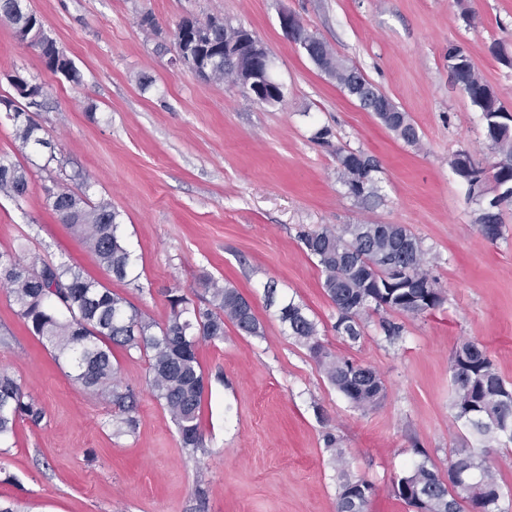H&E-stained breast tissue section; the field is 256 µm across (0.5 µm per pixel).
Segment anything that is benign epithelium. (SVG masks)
<instances>
[{"instance_id": "7a95c632", "label": "benign epithelium", "mask_w": 512, "mask_h": 512, "mask_svg": "<svg viewBox=\"0 0 512 512\" xmlns=\"http://www.w3.org/2000/svg\"><path fill=\"white\" fill-rule=\"evenodd\" d=\"M280 27L290 42L304 51L308 50V45L297 39V18L294 15L281 14ZM224 53L238 56V77L235 82L237 87L264 103L278 101V97L273 93L275 83L267 66L270 54L250 32L243 28L239 29L233 38L224 42Z\"/></svg>"}]
</instances>
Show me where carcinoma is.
Here are the masks:
<instances>
[{"label":"carcinoma","mask_w":512,"mask_h":512,"mask_svg":"<svg viewBox=\"0 0 512 512\" xmlns=\"http://www.w3.org/2000/svg\"><path fill=\"white\" fill-rule=\"evenodd\" d=\"M0 21L9 25L14 37L26 41L27 34L43 23L25 0H0ZM178 48L202 61L201 75L221 80L235 61L224 59V24L208 18L186 21L175 32ZM317 66L342 88L359 81L378 96L380 104H363L380 123L404 143L420 142L418 128L407 113L355 67L340 62L329 46L305 34ZM51 71L67 80L81 81L72 60L47 37L34 44ZM448 69L454 81L477 106L485 121L486 136L498 160L490 168L461 154L452 161L454 173L466 183L469 195L479 197L478 182L491 178L503 186L499 206L481 212L477 218L481 235L490 241L502 234L501 207L512 204V112L501 103L491 86L480 76L471 60L461 61L448 54ZM21 102L0 99L15 127V139L22 149H38L47 143L40 126L29 112L40 107L43 89L17 75L12 79ZM341 180L349 196L365 201L374 195V173L378 161L361 151L336 148ZM28 190L26 168L0 160V195L19 200ZM47 202L60 223L68 225L92 251L113 278L135 279V269L122 233L120 213L105 200L94 202L85 192L59 185L45 189ZM306 253L320 268L322 288L336 308V335L358 341L366 317L372 312L390 311L420 315L442 305L445 297L436 279L426 269L427 252L422 242L402 224H346L341 229L324 227L299 235ZM402 265L407 275L386 283L387 262ZM0 285L7 288L17 315L27 329L55 351V360H65L70 377L94 393L109 392L112 403L124 414L117 433H131L136 421L131 415L134 391L121 387L118 368L112 362L113 348L139 351L148 357L152 394L173 418L184 448L203 446L201 432L205 376L198 359L201 341L224 340V326L230 323L244 335H261V324L251 303L235 288L222 285L210 275L200 278L209 295L206 305L195 306L174 288L169 291L170 312L159 325L148 319L126 298L103 283L85 276L65 261L50 262L39 255L22 263L14 253L0 252ZM279 320L288 335L304 346L317 361L328 382L352 407L369 411L384 398L385 385L372 368L329 352L319 338L317 323L304 308L290 300L279 308ZM451 408L456 421L466 428L480 447L467 444L453 449L448 471L459 480L448 482L439 470L423 460L413 464L393 483L394 496L413 512H508L498 474L488 463L481 446L512 443V385L494 368L479 344L467 341L453 354L450 365ZM43 416L38 401L11 375L0 371V455L10 451L9 442L17 426L38 424ZM324 447L339 476L336 512H367L373 484L347 473L342 442L331 430L322 435Z\"/></svg>","instance_id":"obj_1"}]
</instances>
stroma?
<instances>
[{
	"mask_svg": "<svg viewBox=\"0 0 512 512\" xmlns=\"http://www.w3.org/2000/svg\"><path fill=\"white\" fill-rule=\"evenodd\" d=\"M81 73H51L38 49L0 24V99L22 75L44 89L34 117L55 147L45 163L18 148L0 106V158L29 173L22 200L0 197V251L65 260L125 296L156 323L168 291L201 300L211 275L249 300L262 333L226 326L200 343L208 379L203 445L182 447L169 412L148 385L145 355L115 349L123 384L136 392L134 433L116 434L106 395L75 384L66 363L33 336L0 287V370L35 396L39 424L21 423L0 456V499L24 512H336L338 477L322 433L343 442L348 471L373 483L368 512H409L392 494L417 462L447 471L462 431L450 407L449 366L473 341L512 385V206L496 241L482 237L479 206L451 163L468 152L496 160L480 110L450 76L448 47L465 46L477 71L512 110V0H26ZM290 13L406 112L421 134L410 146L349 97L284 36ZM155 26L141 27L142 15ZM214 16L250 30L267 47L282 85L277 104L231 81L203 78L177 59L186 18ZM332 147L317 144L321 127ZM375 157V201L361 204L340 179L334 146ZM58 181L106 200L140 277L116 281L49 207ZM402 224L418 236L443 289L439 308L402 315L386 340L381 314L362 337L337 336L336 309L299 230ZM275 284L318 324L324 346L374 369L385 397L361 412L332 387L308 350L289 336L266 297Z\"/></svg>",
	"mask_w": 512,
	"mask_h": 512,
	"instance_id": "35a3bbf8",
	"label": "stroma"
}]
</instances>
